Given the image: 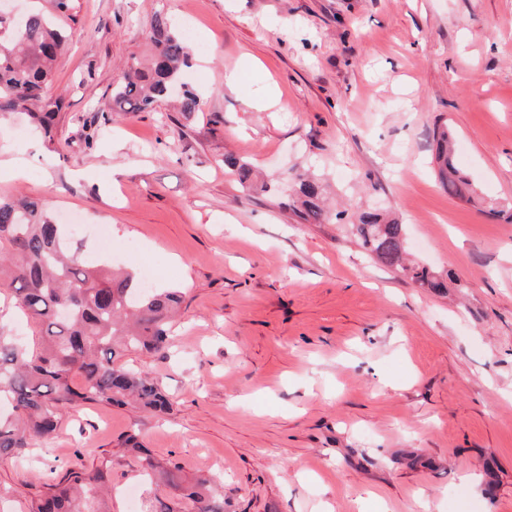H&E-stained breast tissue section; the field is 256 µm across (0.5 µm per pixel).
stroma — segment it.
Segmentation results:
<instances>
[{
	"instance_id": "1",
	"label": "stroma",
	"mask_w": 512,
	"mask_h": 512,
	"mask_svg": "<svg viewBox=\"0 0 512 512\" xmlns=\"http://www.w3.org/2000/svg\"><path fill=\"white\" fill-rule=\"evenodd\" d=\"M157 12L206 43L182 76L202 108L111 117ZM65 28L55 144L0 116V162L25 164L0 196L49 200L84 254L181 291L168 348L123 358L172 410H66L47 445L0 461L5 512L105 457L115 486L139 485L130 433L221 476L224 512H512V0H77ZM444 123L468 201L432 162ZM295 166L337 209L395 215L446 288L378 262L349 222L301 220Z\"/></svg>"
}]
</instances>
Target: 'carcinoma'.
Here are the masks:
<instances>
[{
    "label": "carcinoma",
    "instance_id": "carcinoma-1",
    "mask_svg": "<svg viewBox=\"0 0 512 512\" xmlns=\"http://www.w3.org/2000/svg\"><path fill=\"white\" fill-rule=\"evenodd\" d=\"M154 55L145 68L132 67L112 87L104 110L119 117L148 112L179 90V111H200V97L180 81L191 66L184 34L164 13L151 19ZM66 40L50 15L31 10L23 17L0 16V113L26 112L53 144L52 130L61 99L49 93L50 77ZM439 177L452 197L470 199L475 189L454 158L448 126L434 132ZM240 183L253 182L247 162L224 160ZM292 206L311 224L330 221L320 204L321 183L305 174L288 176ZM353 229L379 261L424 287H445L425 266L407 264L404 225L377 211L355 215ZM0 289L12 292L19 307L40 328L38 346L24 347L0 333V458L15 455L32 441L51 438L62 413L86 403L124 406L134 401L155 414L172 406L160 384L145 369L119 364L124 351L155 353L165 349L168 324L178 309L177 291L148 290L137 277L107 267L67 246L46 201L0 198ZM146 484L143 512H224L220 478L200 473L184 477L164 469L134 434L124 440ZM112 462L71 469L28 501L25 512H111ZM173 491L162 498L159 484Z\"/></svg>",
    "mask_w": 512,
    "mask_h": 512
}]
</instances>
